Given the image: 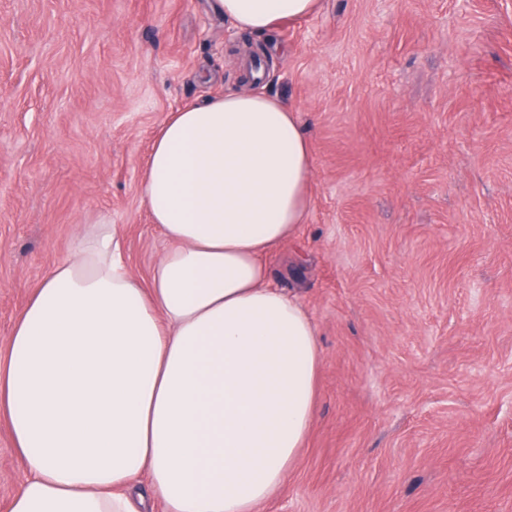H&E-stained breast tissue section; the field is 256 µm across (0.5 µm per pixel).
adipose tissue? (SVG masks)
I'll list each match as a JSON object with an SVG mask.
<instances>
[{"label": "adipose tissue", "mask_w": 512, "mask_h": 512, "mask_svg": "<svg viewBox=\"0 0 512 512\" xmlns=\"http://www.w3.org/2000/svg\"><path fill=\"white\" fill-rule=\"evenodd\" d=\"M319 0H212L273 37ZM314 158L275 94L227 91L171 112L142 203L168 243L142 288L120 237L88 225L15 320L0 416L27 475L6 512H256L304 448L315 323L270 283L265 255L306 223Z\"/></svg>", "instance_id": "adipose-tissue-1"}]
</instances>
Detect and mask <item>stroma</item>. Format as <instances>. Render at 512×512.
I'll return each instance as SVG.
<instances>
[{"mask_svg": "<svg viewBox=\"0 0 512 512\" xmlns=\"http://www.w3.org/2000/svg\"><path fill=\"white\" fill-rule=\"evenodd\" d=\"M229 87L295 108L315 160L265 261L317 327L318 397L258 512H512V0H321L270 40L208 0H0V364L86 225L149 287L154 135ZM25 475L0 422V508Z\"/></svg>", "mask_w": 512, "mask_h": 512, "instance_id": "1", "label": "stroma"}]
</instances>
